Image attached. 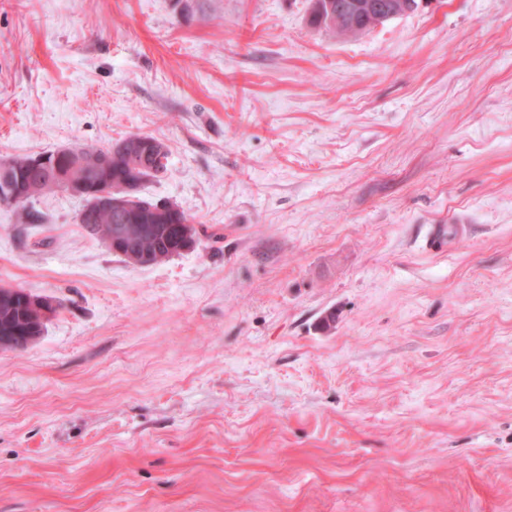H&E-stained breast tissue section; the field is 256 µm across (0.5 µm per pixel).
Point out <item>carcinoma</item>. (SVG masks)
I'll use <instances>...</instances> for the list:
<instances>
[{"instance_id":"obj_1","label":"carcinoma","mask_w":512,"mask_h":512,"mask_svg":"<svg viewBox=\"0 0 512 512\" xmlns=\"http://www.w3.org/2000/svg\"><path fill=\"white\" fill-rule=\"evenodd\" d=\"M310 24L325 29L333 34L341 36L358 35L379 24L384 23L380 19V14L374 12L363 13L357 16V27L353 28L344 22L336 20V14L329 13L327 4H336L338 0H310ZM386 6V12L390 13V18H395L408 11L417 8V0H379ZM13 166V179L30 178L28 195L25 199L16 203L8 202L0 197V205L23 206L30 202L34 197L54 190V185L61 182L62 177L54 173L34 174L27 176L24 168L27 166V159H11ZM112 181L114 184L127 183L131 186L132 192L127 200V209L124 214L100 213L92 219L96 224L95 234L103 236L112 230L115 224H154L158 232L147 239L128 240L124 244V253L137 257V265H154L161 263L174 255L181 254L184 246V239L181 237L178 227L183 221H188L184 213L173 218L171 216L164 218L159 214L152 212V209L158 206V203L142 196V187L151 180L146 171H135L129 167L126 158L114 153L108 170L102 172L95 178V182L104 183ZM31 327L36 328L35 335H41L44 327V321L41 318L39 308L32 306V303H24L21 297H16L12 302L8 299L0 301V336H21L24 330Z\"/></svg>"}]
</instances>
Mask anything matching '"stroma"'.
<instances>
[{
    "label": "stroma",
    "mask_w": 512,
    "mask_h": 512,
    "mask_svg": "<svg viewBox=\"0 0 512 512\" xmlns=\"http://www.w3.org/2000/svg\"><path fill=\"white\" fill-rule=\"evenodd\" d=\"M309 11L0 0V158L153 136L199 230L140 266L0 205L54 306L0 351V512H512V0ZM377 2H381L386 6V11L379 14L377 12L363 13L357 15L356 24L357 27L353 28L351 26H347L350 21L353 19L351 14L354 12L355 7L370 9L372 7L373 2L369 0L368 2H361L359 0H310V24L317 27L325 29L333 34L341 35V36H349V35H358L361 34L370 28L377 26L378 24H383L397 16L405 14L408 11H413L417 8L418 3L417 0H373ZM336 2H345L350 4L351 2H355L352 6L345 8H338V11L344 12L345 22H338L336 20V16L338 12L336 11ZM327 4L333 5L332 14H329L327 10ZM391 12L390 17L385 19H380V16H386Z\"/></svg>",
    "instance_id": "stroma-1"
}]
</instances>
